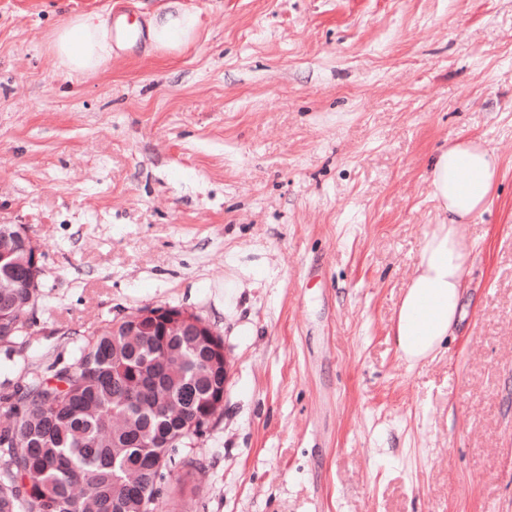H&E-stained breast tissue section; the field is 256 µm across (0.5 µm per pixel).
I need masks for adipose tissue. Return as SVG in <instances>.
I'll list each match as a JSON object with an SVG mask.
<instances>
[{
	"mask_svg": "<svg viewBox=\"0 0 512 512\" xmlns=\"http://www.w3.org/2000/svg\"><path fill=\"white\" fill-rule=\"evenodd\" d=\"M197 25L195 16L170 13L151 21L148 34L156 46L172 50L190 39ZM110 26V20L99 14L65 21L51 35L55 66L72 75L97 70L112 56ZM497 175L494 153L478 138L450 143L429 165L430 196L443 219L424 235L392 331L409 365L438 352L457 323L464 270L473 251L464 226L486 209Z\"/></svg>",
	"mask_w": 512,
	"mask_h": 512,
	"instance_id": "adipose-tissue-1",
	"label": "adipose tissue"
}]
</instances>
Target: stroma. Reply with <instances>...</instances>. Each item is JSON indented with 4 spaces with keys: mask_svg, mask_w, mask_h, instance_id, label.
I'll return each instance as SVG.
<instances>
[{
    "mask_svg": "<svg viewBox=\"0 0 512 512\" xmlns=\"http://www.w3.org/2000/svg\"><path fill=\"white\" fill-rule=\"evenodd\" d=\"M197 15L177 50L53 64L72 16ZM499 162L462 318L416 367L392 334L441 215L437 149ZM0 224L45 247L0 385L177 306L223 338L224 412L161 512H512V0H0Z\"/></svg>",
    "mask_w": 512,
    "mask_h": 512,
    "instance_id": "35a3bbf8",
    "label": "stroma"
}]
</instances>
